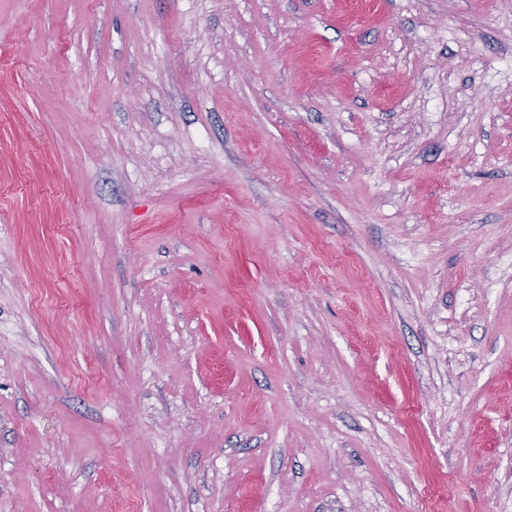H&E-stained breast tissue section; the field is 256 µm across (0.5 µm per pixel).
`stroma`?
<instances>
[{
  "mask_svg": "<svg viewBox=\"0 0 512 512\" xmlns=\"http://www.w3.org/2000/svg\"><path fill=\"white\" fill-rule=\"evenodd\" d=\"M0 512H512V0H0Z\"/></svg>",
  "mask_w": 512,
  "mask_h": 512,
  "instance_id": "35a3bbf8",
  "label": "stroma"
}]
</instances>
